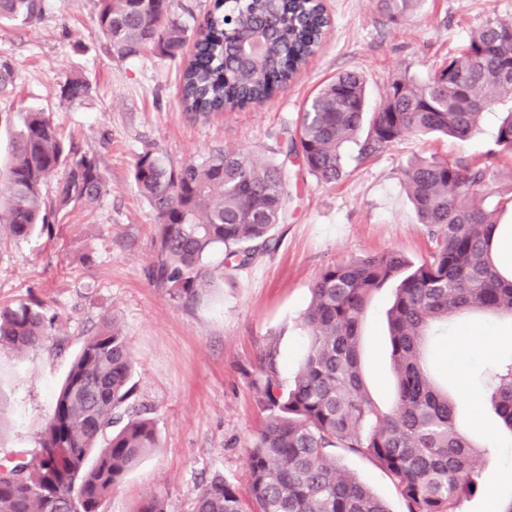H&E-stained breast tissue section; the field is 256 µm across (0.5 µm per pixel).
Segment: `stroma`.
Here are the masks:
<instances>
[{"label":"stroma","instance_id":"35a3bbf8","mask_svg":"<svg viewBox=\"0 0 512 512\" xmlns=\"http://www.w3.org/2000/svg\"><path fill=\"white\" fill-rule=\"evenodd\" d=\"M331 27L320 51L270 101L243 110L195 116L178 101L179 60L113 53L95 23L94 0H45L40 21L0 27V64L13 86L0 93V172L9 140L27 112L50 113L65 140L94 155L107 190L91 207L64 210L48 229L26 237L0 226V309L40 305L54 325L43 346L18 353L0 348V464L38 446L55 393L71 360L103 321L129 340L136 400L156 423L159 446L128 472L104 512H137L147 497L165 498L168 512H193L203 484L220 476L238 487L248 479L247 440L263 423L259 366L269 338L278 340L283 383H290L307 344L302 316L310 287L326 267L354 258L401 252L420 263L430 242L404 193L400 170L419 156L473 160L493 147L499 112L484 113L469 141L406 139L361 158L346 150V173L322 184L282 156V130L306 101L343 71L366 80L377 106L389 81L427 78L489 15L512 22V0H417L393 22L380 0H323ZM91 84L68 101L60 86L72 75ZM156 149L174 165L234 148L267 159L285 157L288 214L274 230V249L229 279H214L196 299L173 297L153 272L155 216L133 179L138 155ZM392 285L376 290L359 329L366 390L380 409L393 404L387 311ZM465 352L449 361L459 324L433 347L437 377L458 401V419L490 469L512 470V431L504 428L479 381L512 355V316L463 317ZM339 466L369 486L391 512H402L389 476L367 458L341 452Z\"/></svg>","mask_w":512,"mask_h":512}]
</instances>
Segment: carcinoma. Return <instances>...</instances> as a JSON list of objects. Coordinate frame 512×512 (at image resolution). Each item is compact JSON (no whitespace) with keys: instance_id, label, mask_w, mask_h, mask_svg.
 <instances>
[{"instance_id":"carcinoma-1","label":"carcinoma","mask_w":512,"mask_h":512,"mask_svg":"<svg viewBox=\"0 0 512 512\" xmlns=\"http://www.w3.org/2000/svg\"><path fill=\"white\" fill-rule=\"evenodd\" d=\"M381 2L396 22L413 0ZM43 12L44 0H0L1 25L26 26ZM95 20L125 57L175 59L188 38L174 0H96ZM328 25L320 0H216L193 33L195 52L180 88L184 111L222 112L272 99L315 54ZM89 91L81 77L60 85L68 101ZM492 109L502 117L484 159L418 157L401 171L428 230V258L414 265L389 250L326 267L311 286L304 315L310 337L289 385L279 378L277 340H268L260 387L267 415L248 442L247 485L212 480L194 512H390L339 469V449L387 473L403 512H460L462 499L483 487L475 446L455 400L431 372L429 347L453 316L512 315V276L495 267L490 251L498 208L486 206L494 161L512 155V22L487 18L428 79H393L371 113L363 76L337 74L298 114L287 149L310 175L331 184L344 173L351 143L363 140L360 154L368 158L407 136L465 142ZM61 167L65 177L49 211L41 187ZM133 179L156 217V276L180 298H196L211 285V254L224 255V276L269 251L271 231L286 217L284 163L241 150L215 149L180 166L146 150ZM105 191L98 160L63 141L49 114L27 113L0 185V224L24 237L50 223L51 212L90 207ZM390 281L397 282L388 312L397 387L392 409L382 411L365 392L358 339L371 294ZM47 327L32 305L1 310L0 347L35 350ZM133 372L127 336L104 323L71 364L39 448L5 464L0 512H103L112 490L157 445L154 421L132 405ZM487 387L512 430V361L489 375Z\"/></svg>"}]
</instances>
